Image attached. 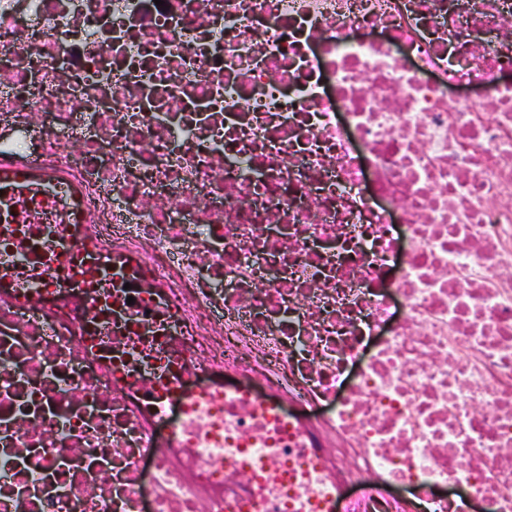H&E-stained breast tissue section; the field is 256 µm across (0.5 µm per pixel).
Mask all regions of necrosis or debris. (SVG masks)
Masks as SVG:
<instances>
[{"label": "necrosis or debris", "mask_w": 512, "mask_h": 512, "mask_svg": "<svg viewBox=\"0 0 512 512\" xmlns=\"http://www.w3.org/2000/svg\"><path fill=\"white\" fill-rule=\"evenodd\" d=\"M4 167L0 512H512V0H0ZM0 223L25 224L17 215L16 203L25 201L29 212L34 215L41 211L47 199L57 204L63 202L67 192L56 183L35 179L29 170L3 171L0 174Z\"/></svg>", "instance_id": "1"}]
</instances>
